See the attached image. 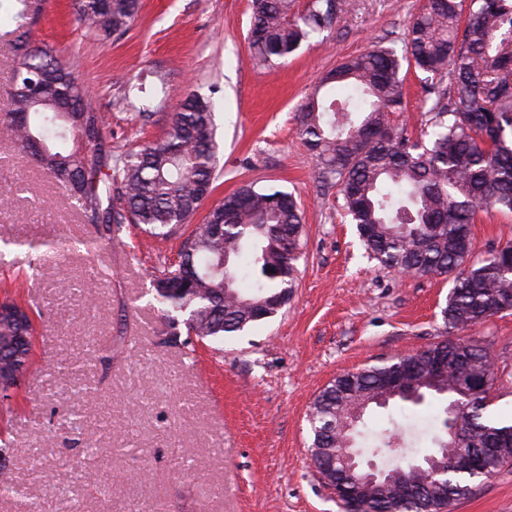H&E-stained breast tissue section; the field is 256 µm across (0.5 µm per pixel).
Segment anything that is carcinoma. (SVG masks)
<instances>
[{
	"label": "carcinoma",
	"instance_id": "1",
	"mask_svg": "<svg viewBox=\"0 0 512 512\" xmlns=\"http://www.w3.org/2000/svg\"><path fill=\"white\" fill-rule=\"evenodd\" d=\"M254 0L250 48L262 61L286 59L303 42L330 30L342 0ZM77 24L109 37L126 31L139 0H73ZM465 28H459L462 11ZM426 74L428 140H413L386 121L401 109L403 62ZM4 114L15 145L50 174L75 203L95 241L112 240L115 224H136L153 237L189 223L211 193L218 143L211 98L183 97L165 136L138 149L106 147V121L87 88L48 48L21 36ZM44 85L40 99L27 81ZM299 112V127L319 162V178L335 186L370 256L381 265L421 276H446L453 287L441 310L444 339L389 364L347 372L329 382L308 412L311 457L342 458L357 444L345 430L350 410L393 398L421 405L447 398L434 437V455L456 454L496 442L489 472L512 466V419L487 413L494 399L495 360L489 348L457 332L480 324L512 304V245L470 263V224L480 212L512 213V0H425L408 30L405 54L381 45L345 59ZM303 233L291 194L250 184L224 197L165 260L152 280L161 312L183 318L197 338L221 340L271 318L288 303L296 280ZM21 325L0 315V393L10 397L30 368L18 355ZM448 373L433 371L437 360ZM409 378L413 392L394 397L387 386ZM376 447L399 479L417 493L371 492L364 512H442L476 490L482 473L448 466L429 485L415 475L416 452L394 426Z\"/></svg>",
	"mask_w": 512,
	"mask_h": 512
}]
</instances>
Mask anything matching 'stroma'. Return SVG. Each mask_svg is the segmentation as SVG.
Masks as SVG:
<instances>
[{"mask_svg":"<svg viewBox=\"0 0 512 512\" xmlns=\"http://www.w3.org/2000/svg\"><path fill=\"white\" fill-rule=\"evenodd\" d=\"M324 38L272 63L250 60L251 0H141L133 26L101 38L74 20L72 0H0V116L10 109L16 25L67 60L107 120L113 149L161 138L183 95L217 104L219 167L193 217L242 185L292 193L305 234L292 297L275 317L224 341L171 324L152 297L160 261L192 225L156 240L124 224L91 249V225L55 179L14 146L0 119V278L34 315L33 367L0 400L12 494L0 512H343L308 445L309 406L339 374L439 341L448 278L403 275L370 259L336 189L318 180L299 131L303 102L345 59L377 43L403 51L424 0H349ZM404 103L388 122L420 136L423 74L404 72ZM148 114H140L141 98ZM472 261L512 241V214H478ZM498 355L493 408L512 414V311L472 327ZM122 342L104 363L99 348ZM393 404L362 431L439 414ZM449 512H512V466Z\"/></svg>","mask_w":512,"mask_h":512,"instance_id":"1","label":"stroma"}]
</instances>
